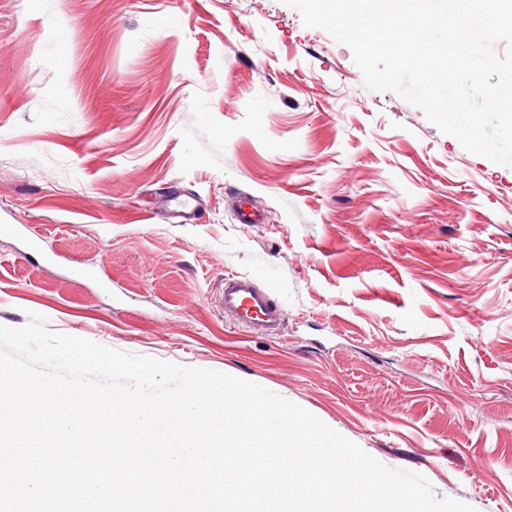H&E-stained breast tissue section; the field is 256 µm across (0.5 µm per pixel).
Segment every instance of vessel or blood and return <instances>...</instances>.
<instances>
[{"instance_id": "obj_1", "label": "vessel or blood", "mask_w": 512, "mask_h": 512, "mask_svg": "<svg viewBox=\"0 0 512 512\" xmlns=\"http://www.w3.org/2000/svg\"><path fill=\"white\" fill-rule=\"evenodd\" d=\"M159 207L167 219L189 224L196 218L199 202L193 196L173 191L160 199ZM222 302L225 317L263 335L277 333L284 322L283 311L271 291L244 275L225 277Z\"/></svg>"}]
</instances>
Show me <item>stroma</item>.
Wrapping results in <instances>:
<instances>
[{"instance_id": "1", "label": "stroma", "mask_w": 512, "mask_h": 512, "mask_svg": "<svg viewBox=\"0 0 512 512\" xmlns=\"http://www.w3.org/2000/svg\"><path fill=\"white\" fill-rule=\"evenodd\" d=\"M178 189L191 224L152 214ZM246 195L268 213L240 224ZM0 325L219 370L512 512V168L281 0H0ZM269 288L265 336L225 276ZM222 302L224 316L241 327L272 335L283 325V311L271 291L248 276H225Z\"/></svg>"}]
</instances>
